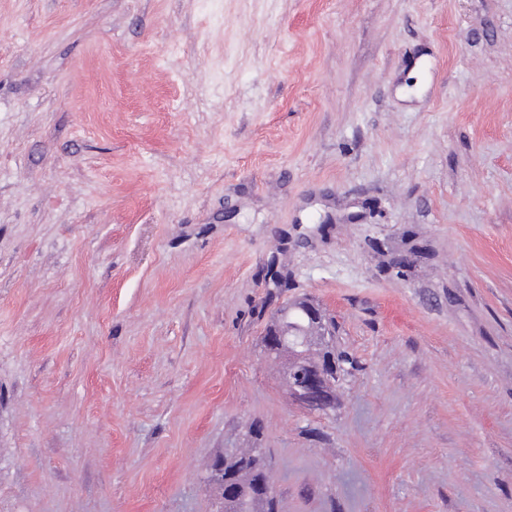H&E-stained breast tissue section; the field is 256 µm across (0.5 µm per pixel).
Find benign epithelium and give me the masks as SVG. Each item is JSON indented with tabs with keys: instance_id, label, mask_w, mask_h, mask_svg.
<instances>
[{
	"instance_id": "obj_1",
	"label": "benign epithelium",
	"mask_w": 512,
	"mask_h": 512,
	"mask_svg": "<svg viewBox=\"0 0 512 512\" xmlns=\"http://www.w3.org/2000/svg\"><path fill=\"white\" fill-rule=\"evenodd\" d=\"M334 335L323 310L312 300L298 299L272 319L264 333L266 350L287 355L283 380L288 397L307 412H327L334 407L336 367L334 355L323 358L309 355V343L318 340L330 349L328 337Z\"/></svg>"
}]
</instances>
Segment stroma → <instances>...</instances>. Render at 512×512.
Returning a JSON list of instances; mask_svg holds the SVG:
<instances>
[{"instance_id":"1","label":"stroma","mask_w":512,"mask_h":512,"mask_svg":"<svg viewBox=\"0 0 512 512\" xmlns=\"http://www.w3.org/2000/svg\"><path fill=\"white\" fill-rule=\"evenodd\" d=\"M254 446L281 512H512V0H0V512H216ZM298 316H304L298 320ZM334 336L323 310L312 300L298 299L272 319L264 333L266 350L278 357L287 354L283 380L288 397L307 412H327L334 407L336 367L334 355L311 358L309 343L318 340L332 350L328 337Z\"/></svg>"}]
</instances>
